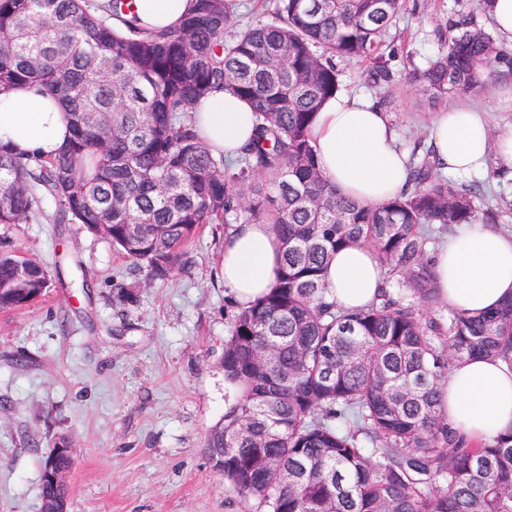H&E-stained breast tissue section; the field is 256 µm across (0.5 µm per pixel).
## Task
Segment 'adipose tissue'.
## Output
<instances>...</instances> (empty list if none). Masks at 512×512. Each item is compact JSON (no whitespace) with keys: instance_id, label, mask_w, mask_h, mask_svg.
Segmentation results:
<instances>
[{"instance_id":"ef3b65f1","label":"adipose tissue","mask_w":512,"mask_h":512,"mask_svg":"<svg viewBox=\"0 0 512 512\" xmlns=\"http://www.w3.org/2000/svg\"><path fill=\"white\" fill-rule=\"evenodd\" d=\"M142 26L177 25L193 0H135ZM199 137L213 153L236 155L254 133L250 104L215 91L193 114ZM70 136L64 105L36 88L0 92V146L16 153L49 156ZM319 166L337 190L362 204H376L404 191L407 154L388 115L364 95H339L317 112L310 128ZM430 147L439 171L479 173L489 160L512 177V128L491 133L481 109L458 102L437 113ZM280 247L267 224L233 225L224 239L222 275L228 295L248 306L274 285ZM443 304L479 314L512 299V235L475 223L447 236L433 255ZM383 268L367 246L339 250L324 271L332 298L348 310L366 307L382 284ZM439 413L470 440L512 429V372L497 360L470 358L454 366L441 389Z\"/></svg>"}]
</instances>
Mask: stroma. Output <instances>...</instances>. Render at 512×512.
Masks as SVG:
<instances>
[{
	"instance_id": "obj_1",
	"label": "stroma",
	"mask_w": 512,
	"mask_h": 512,
	"mask_svg": "<svg viewBox=\"0 0 512 512\" xmlns=\"http://www.w3.org/2000/svg\"><path fill=\"white\" fill-rule=\"evenodd\" d=\"M490 28L477 0H405L378 60L337 61L342 93L391 96L389 119L407 147L427 141L436 103L413 73L444 49L440 31L461 21ZM383 61L393 75L374 84ZM477 184L478 213L512 234V179L496 166L456 175ZM40 217L0 224V243L45 265L50 287L32 306L0 311V512H40L43 461L60 440L74 449L70 512H248L204 446L227 402L222 353L237 305L219 269L224 227L207 225L189 263L169 280L76 224ZM128 301L115 299L116 286Z\"/></svg>"
}]
</instances>
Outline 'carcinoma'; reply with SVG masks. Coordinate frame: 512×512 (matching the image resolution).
I'll return each mask as SVG.
<instances>
[{
  "mask_svg": "<svg viewBox=\"0 0 512 512\" xmlns=\"http://www.w3.org/2000/svg\"><path fill=\"white\" fill-rule=\"evenodd\" d=\"M0 0V91L59 99L70 138L57 154L0 148V224L41 214L80 224L164 281L208 224H269L282 250L270 291L224 338L239 397L205 440L230 490L260 512H512V430L465 439L437 394L475 355L512 369V302L483 315L443 309L428 247L476 221L473 188L409 157L412 187L361 205L320 170L316 112L340 90L336 59H367L404 0H273L275 21L240 24L236 0H195L178 27L139 24L134 0ZM512 78V57L462 26L415 75L433 102ZM224 90L255 114L242 156L215 155L190 114ZM372 247L385 286L346 311L323 272L336 251ZM49 287L45 266L0 250V310Z\"/></svg>",
  "mask_w": 512,
  "mask_h": 512,
  "instance_id": "carcinoma-1",
  "label": "carcinoma"
}]
</instances>
